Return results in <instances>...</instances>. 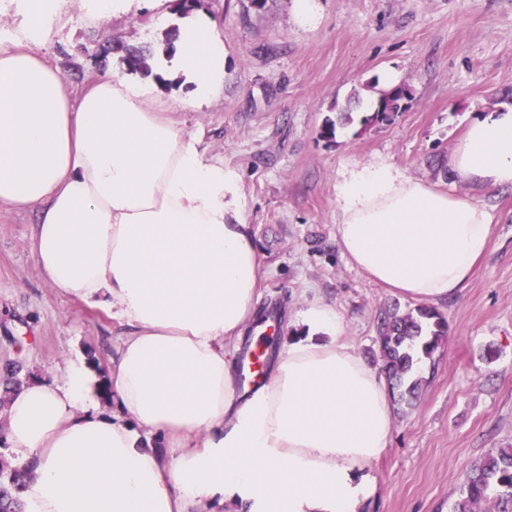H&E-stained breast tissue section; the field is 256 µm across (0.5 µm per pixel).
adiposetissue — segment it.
I'll return each instance as SVG.
<instances>
[{
  "mask_svg": "<svg viewBox=\"0 0 512 512\" xmlns=\"http://www.w3.org/2000/svg\"><path fill=\"white\" fill-rule=\"evenodd\" d=\"M52 11L41 0L28 46H0V206L35 214L30 252L48 285L126 333L111 413L84 363L10 393L7 440L32 468L23 512H360L391 403L333 307L303 310L267 382L237 386L262 273L242 177L157 107L166 83L191 84L199 104L223 89L210 19L180 20L152 79L110 73L73 98L32 48ZM448 176L512 187V105L469 123ZM336 201L342 256L418 301L455 296L491 240L485 205L384 161L350 169Z\"/></svg>",
  "mask_w": 512,
  "mask_h": 512,
  "instance_id": "adipose-tissue-1",
  "label": "adipose tissue"
}]
</instances>
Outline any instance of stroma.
I'll return each mask as SVG.
<instances>
[{"label":"stroma","instance_id":"35a3bbf8","mask_svg":"<svg viewBox=\"0 0 512 512\" xmlns=\"http://www.w3.org/2000/svg\"><path fill=\"white\" fill-rule=\"evenodd\" d=\"M198 0L224 42V90L196 106L192 86H165L168 117L199 135L210 155L242 177V194L263 264L258 304L241 343L274 315L268 352L278 357L299 312L335 307L344 334L373 369L377 316L415 307L349 264L339 252L336 185L354 166L386 161L442 191L468 195L494 216L485 256L455 297L437 308L448 338L426 369L416 401L392 412L382 455L368 464L375 485L363 512H450L464 472L512 446V189L451 184L440 166L479 114L512 103V0ZM89 0H63L36 47L79 95L102 75L124 72L113 41L160 43L174 4L136 0L120 15L93 17ZM410 95L391 121L364 123L380 93ZM351 115L332 139L326 120ZM35 216L0 207V365L23 361L29 378L61 374L72 359L110 374L121 329L101 310L59 295L29 251Z\"/></svg>","mask_w":512,"mask_h":512}]
</instances>
